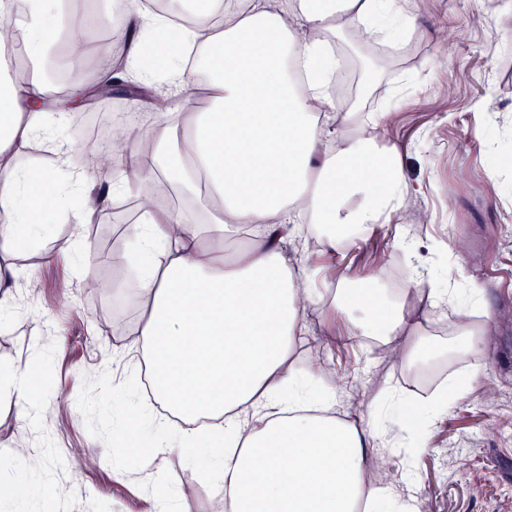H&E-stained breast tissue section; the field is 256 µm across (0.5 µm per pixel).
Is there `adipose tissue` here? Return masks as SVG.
<instances>
[{
    "instance_id": "obj_1",
    "label": "adipose tissue",
    "mask_w": 512,
    "mask_h": 512,
    "mask_svg": "<svg viewBox=\"0 0 512 512\" xmlns=\"http://www.w3.org/2000/svg\"><path fill=\"white\" fill-rule=\"evenodd\" d=\"M11 39L0 37V253L42 250L50 219L87 180L74 166V145L60 139L61 112L88 95L73 79L63 96L47 92L43 64L56 44L79 42L94 55L99 76L155 87L163 75L165 108L150 112V128L129 122L121 150L125 167L113 191H133L140 211L124 231L138 275L118 286L132 299L126 333L134 362L145 364L156 402L173 423L144 418L132 400L113 404L111 438L120 448L113 471L125 480L133 457L156 459L168 444L186 446L184 461L224 495V512H419L398 480L373 476L377 457L401 453L411 469L433 417L479 385L470 376L418 402L363 404L359 423L338 417L341 397L323 365L302 371L293 359L306 314L340 310L354 336H373L400 365L424 354L426 308L451 312L468 351H482L491 315L468 320L454 288H405L387 296L377 278L350 281L344 269L288 258L282 245L317 236L323 253L359 246L376 227L398 223L418 187L406 179L398 151L378 149L374 136L353 131L355 109L332 93L342 62L334 38L343 22L361 36L415 27L412 0H203L191 26L176 24L183 0L161 9L123 0L99 18L72 19L71 0H25ZM120 29V45L88 43L85 33ZM210 75L199 81L186 50ZM23 51L28 65L7 61ZM39 139L56 154L42 173L17 160L18 145ZM180 193L204 217L164 211L155 200ZM246 241L224 251L230 227ZM0 398L13 400L26 425L54 398L37 366L0 368Z\"/></svg>"
}]
</instances>
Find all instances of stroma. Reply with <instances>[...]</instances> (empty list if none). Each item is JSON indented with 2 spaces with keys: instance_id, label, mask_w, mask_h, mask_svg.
Instances as JSON below:
<instances>
[{
  "instance_id": "35a3bbf8",
  "label": "stroma",
  "mask_w": 512,
  "mask_h": 512,
  "mask_svg": "<svg viewBox=\"0 0 512 512\" xmlns=\"http://www.w3.org/2000/svg\"><path fill=\"white\" fill-rule=\"evenodd\" d=\"M500 0H423L415 29L397 46L359 41L346 30L339 106H347L364 64L380 61L379 97L367 98L372 113L401 88L398 113L382 148L396 149L409 182L422 184L401 218L414 242L412 257L394 245L396 226L385 225L359 247L337 257L309 251L314 263L336 262L352 277L374 272L387 293L394 261L437 275H452L456 288L475 282L495 320L486 351L447 355L450 327L429 322L425 341L434 349L427 371L446 384L476 374L474 389L440 414L414 460L404 494L420 512H512V14ZM111 177L91 176L86 190L103 203L92 225L75 228L71 209L59 210L55 230L43 243L54 250L71 239L75 255L49 265L20 252L10 261L24 270L16 293L26 304L0 329V364L41 365L58 398L37 424L21 428L15 406L0 399V485L34 494L46 489L52 512H145V491L158 484L183 489L181 512H221L223 493L203 487L179 447L144 467L131 463L124 482L112 478L115 448L110 418L100 407L105 389L116 399L133 384L122 364L127 337L117 335L133 315L129 300L112 294L113 283L132 277L122 230L129 213L111 194ZM100 278L103 289L87 287ZM308 336L296 345L297 366L311 359L327 365V381L344 377L346 419L364 399L394 386L412 399L428 397L405 368L376 354L369 339L349 333L336 317L335 342L320 339V316L309 312ZM40 455L45 469L21 472L9 466L19 449Z\"/></svg>"
}]
</instances>
